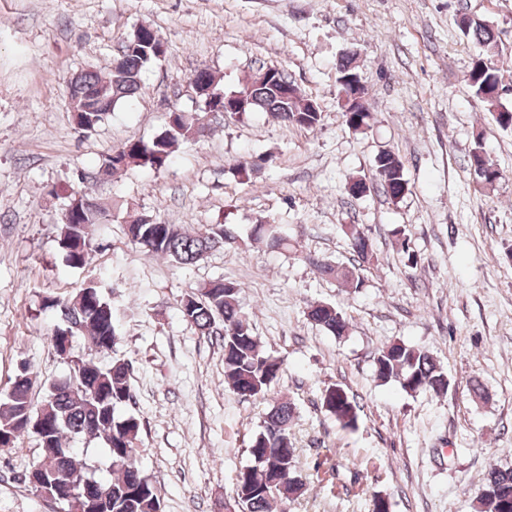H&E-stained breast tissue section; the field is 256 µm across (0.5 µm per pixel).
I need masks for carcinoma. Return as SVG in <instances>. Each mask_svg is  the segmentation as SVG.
Masks as SVG:
<instances>
[{"label":"carcinoma","mask_w":512,"mask_h":512,"mask_svg":"<svg viewBox=\"0 0 512 512\" xmlns=\"http://www.w3.org/2000/svg\"><path fill=\"white\" fill-rule=\"evenodd\" d=\"M461 28L477 49L467 80L476 98L502 128L512 127V110L500 103L496 95L502 83L498 70L485 49L492 46L491 25L481 19L464 18ZM135 34L125 38L124 64L102 76L94 71L82 73L76 83L68 84L69 97L84 105L78 128L87 132L97 127L117 104L136 96L141 90L142 73L158 56L130 48ZM360 78L355 54L344 53L336 63V87L346 91L352 78ZM248 96V112L264 111L289 124L312 129L322 117L320 112H306V99L280 98L279 85L254 80L241 89ZM206 125L183 112L169 113L165 127L148 140H129L118 147L104 162L111 174L131 165L161 171L172 160L174 149L181 143L204 135ZM378 181L386 195L399 199L405 195L408 182L404 163L390 150L375 157ZM476 184L490 188L502 179L497 164L481 147L470 156ZM108 216L105 207L95 201L69 214L61 221L58 248L71 268H82L92 251L95 231ZM351 259L349 264L331 261L316 263L320 275L358 289L362 280L360 266L371 261L372 243L368 232L358 224H343ZM129 241L152 254L172 258L180 265H192L209 251L224 245H241L236 232L228 224H214L203 232H192L179 224H168L142 214L126 224ZM248 239L265 242L274 249L288 248V240L279 235L275 225L259 219L252 225ZM240 285L223 280L210 281L190 289L181 300L183 318L201 334L216 336L224 349V382L240 397L265 395L270 385L283 372V362L264 353L260 341L240 303ZM43 307L53 309L58 321L51 330V344L68 366L67 376L43 384L40 404L32 400L36 378L28 370L18 373L0 404V447H12L24 434H33L40 452L33 463L37 467L31 489L39 496L63 506V512H86L89 497L97 500L95 512H161L160 493L154 483L133 465L141 422L133 414L122 416L118 409L133 400L129 380L133 372L127 360L114 359L107 364L96 360L108 354L118 342L120 329L112 305L104 298L101 285L91 282L73 299L47 296ZM308 319L334 336H343L349 321L343 309L330 303H315L307 312ZM84 336L86 346L77 355L73 339ZM377 381H395L409 394L432 391L448 393L451 381L434 357L423 347L395 341L378 351L374 362ZM322 408L344 429L358 427L361 406L338 384L326 387L320 396ZM295 406L276 402L265 414L262 429L255 433L248 448L250 463L236 475L234 504L240 512H272L275 502L286 503L299 498L305 483L298 471L297 448L291 428ZM103 438L108 451L112 478L103 480L90 471L87 462L66 444V437ZM512 468L488 471L479 496V512H512Z\"/></svg>","instance_id":"carcinoma-1"}]
</instances>
